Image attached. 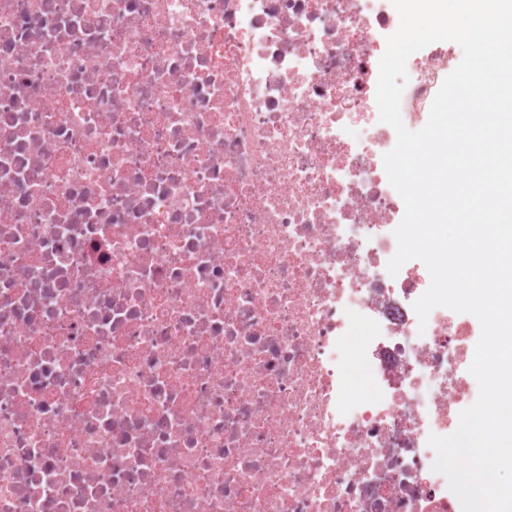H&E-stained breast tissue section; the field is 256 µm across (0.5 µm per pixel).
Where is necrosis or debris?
<instances>
[{
  "instance_id": "4bbe7bcc",
  "label": "necrosis or debris",
  "mask_w": 512,
  "mask_h": 512,
  "mask_svg": "<svg viewBox=\"0 0 512 512\" xmlns=\"http://www.w3.org/2000/svg\"><path fill=\"white\" fill-rule=\"evenodd\" d=\"M392 0H0V512H462L470 323L390 275ZM454 52L412 54L425 119ZM368 113L366 127L357 116Z\"/></svg>"
}]
</instances>
